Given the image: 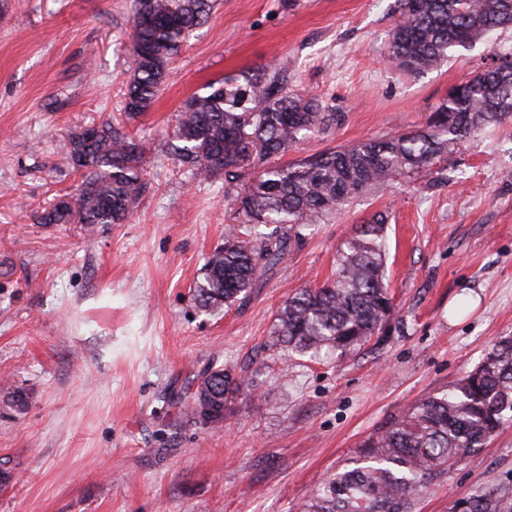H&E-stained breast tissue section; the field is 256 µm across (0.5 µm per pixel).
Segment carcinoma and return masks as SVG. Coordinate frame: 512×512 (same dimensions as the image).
I'll use <instances>...</instances> for the list:
<instances>
[{
  "mask_svg": "<svg viewBox=\"0 0 512 512\" xmlns=\"http://www.w3.org/2000/svg\"><path fill=\"white\" fill-rule=\"evenodd\" d=\"M401 20L390 58L420 75L448 61L451 51L498 29L512 28V0H398ZM211 0H135L133 67L124 92L130 118L151 109L167 82L169 65L194 29L204 24ZM195 93L181 107L170 149L194 177L224 175L225 194L253 231L231 235L204 266L192 297L197 310L215 315L244 299L262 267L284 258L301 229L320 223L350 199L410 178L482 128L512 116V54L453 86L419 130L367 139L288 164L284 155L309 134L336 122L316 97L288 91V65L229 74ZM68 137L69 160L82 159L75 202L41 211L40 224H122L143 190L144 148L120 122ZM386 218L360 225L338 250L335 278L304 287L276 314L273 343L289 352L327 348L353 353L376 336L394 313L385 283ZM264 226L268 231L262 232ZM238 387L212 367L176 397L187 420L224 424V401ZM26 393L0 401L5 414L21 413ZM512 420V339L492 347L450 388L413 404L382 433L369 437L354 467L327 477L300 512H412L427 483L475 453ZM471 512H512V497L480 495Z\"/></svg>",
  "mask_w": 512,
  "mask_h": 512,
  "instance_id": "carcinoma-1",
  "label": "carcinoma"
}]
</instances>
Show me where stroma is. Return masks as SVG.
Segmentation results:
<instances>
[{
  "label": "stroma",
  "instance_id": "1",
  "mask_svg": "<svg viewBox=\"0 0 512 512\" xmlns=\"http://www.w3.org/2000/svg\"><path fill=\"white\" fill-rule=\"evenodd\" d=\"M397 0H216L170 63L149 112L124 117L133 0H0V458L19 479L0 512H298L420 399L512 337V119L411 179L351 199L304 229L247 297L209 317L192 288L240 219L224 180L184 174L168 152L178 109L224 75L287 63L291 90L336 123L285 154L424 125L450 86L512 51V29L455 48L417 76L391 63ZM122 119L144 146V191L122 224H41L80 175L62 144ZM389 216L381 341L289 357L271 343L279 305L333 279L356 225ZM238 385L211 428L173 400L211 365ZM512 495V423L428 484L413 512H470ZM471 512H512V497L508 495H480L471 503Z\"/></svg>",
  "mask_w": 512,
  "mask_h": 512
}]
</instances>
